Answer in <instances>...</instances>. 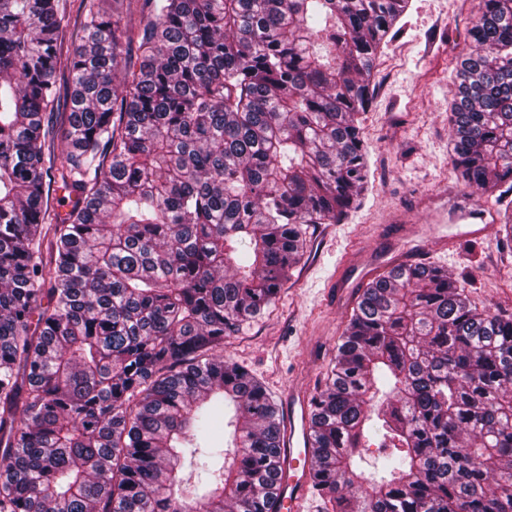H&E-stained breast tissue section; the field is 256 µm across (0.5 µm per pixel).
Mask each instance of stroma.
I'll use <instances>...</instances> for the list:
<instances>
[{
    "label": "stroma",
    "instance_id": "35a3bbf8",
    "mask_svg": "<svg viewBox=\"0 0 512 512\" xmlns=\"http://www.w3.org/2000/svg\"><path fill=\"white\" fill-rule=\"evenodd\" d=\"M403 29L377 60V88L363 125L373 161V188L341 223L312 224L308 247L275 302L224 340L238 363L282 401L288 389L316 394L336 357L358 297L337 293L336 274L353 279L360 250L380 257L402 218L432 238L427 262L447 269L478 309L512 314V262L502 231L475 239L465 223L439 221L419 201L443 187H462L450 163L448 109L457 92L456 64L468 52L466 30L479 0H409Z\"/></svg>",
    "mask_w": 512,
    "mask_h": 512
}]
</instances>
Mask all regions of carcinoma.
<instances>
[{
  "label": "carcinoma",
  "instance_id": "cac0c4a2",
  "mask_svg": "<svg viewBox=\"0 0 512 512\" xmlns=\"http://www.w3.org/2000/svg\"><path fill=\"white\" fill-rule=\"evenodd\" d=\"M82 2L65 50L66 0H0V512H280L278 407L224 337L368 190L409 0ZM467 35L450 160L512 192V0ZM311 436L333 512H512V317L438 266L375 276ZM186 465L211 480L179 500Z\"/></svg>",
  "mask_w": 512,
  "mask_h": 512
}]
</instances>
